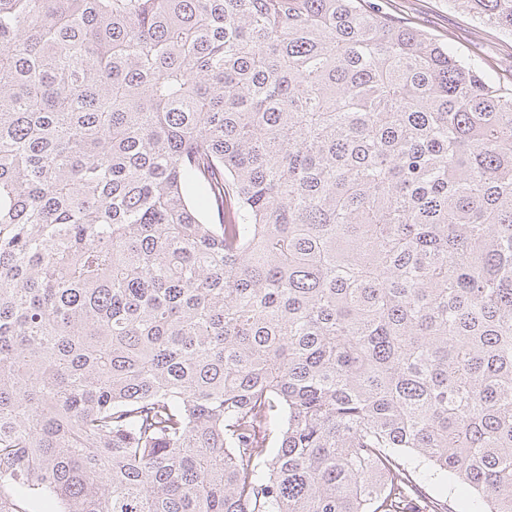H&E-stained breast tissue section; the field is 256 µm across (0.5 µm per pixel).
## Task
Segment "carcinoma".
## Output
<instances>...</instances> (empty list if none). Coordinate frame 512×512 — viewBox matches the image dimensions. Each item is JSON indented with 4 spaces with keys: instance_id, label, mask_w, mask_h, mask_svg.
<instances>
[{
    "instance_id": "cac0c4a2",
    "label": "carcinoma",
    "mask_w": 512,
    "mask_h": 512,
    "mask_svg": "<svg viewBox=\"0 0 512 512\" xmlns=\"http://www.w3.org/2000/svg\"><path fill=\"white\" fill-rule=\"evenodd\" d=\"M431 480L512 512V87L362 0H0V512Z\"/></svg>"
}]
</instances>
